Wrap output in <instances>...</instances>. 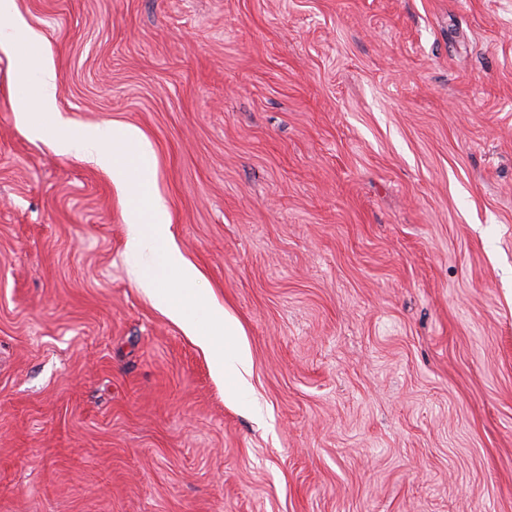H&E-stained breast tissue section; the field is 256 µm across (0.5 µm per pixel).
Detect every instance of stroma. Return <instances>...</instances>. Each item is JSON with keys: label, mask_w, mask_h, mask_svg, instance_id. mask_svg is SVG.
Listing matches in <instances>:
<instances>
[{"label": "stroma", "mask_w": 512, "mask_h": 512, "mask_svg": "<svg viewBox=\"0 0 512 512\" xmlns=\"http://www.w3.org/2000/svg\"><path fill=\"white\" fill-rule=\"evenodd\" d=\"M130 124L257 411L137 285L0 47V512H512V0H14Z\"/></svg>", "instance_id": "obj_1"}]
</instances>
